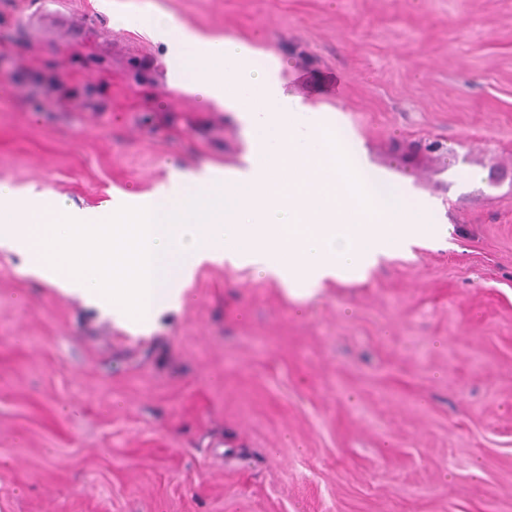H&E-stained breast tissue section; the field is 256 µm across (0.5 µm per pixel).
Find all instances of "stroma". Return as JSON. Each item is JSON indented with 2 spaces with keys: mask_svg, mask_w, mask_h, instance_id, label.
<instances>
[{
  "mask_svg": "<svg viewBox=\"0 0 512 512\" xmlns=\"http://www.w3.org/2000/svg\"><path fill=\"white\" fill-rule=\"evenodd\" d=\"M146 13L281 57L448 234L305 301L202 264L148 336L0 248V512H512V0H0V182L246 169Z\"/></svg>",
  "mask_w": 512,
  "mask_h": 512,
  "instance_id": "obj_1",
  "label": "stroma"
}]
</instances>
